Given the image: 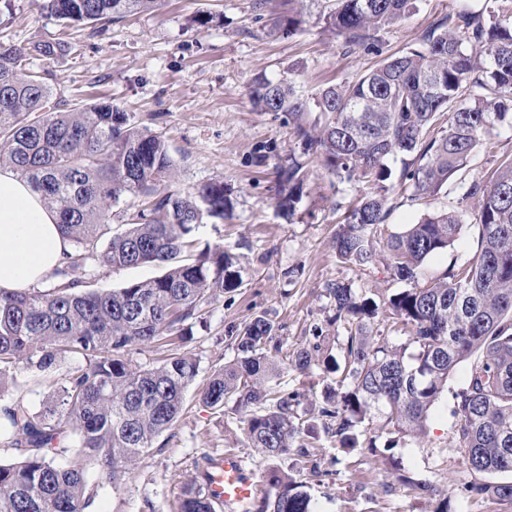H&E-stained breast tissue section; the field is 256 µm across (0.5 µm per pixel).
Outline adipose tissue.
<instances>
[{
  "label": "adipose tissue",
  "instance_id": "obj_1",
  "mask_svg": "<svg viewBox=\"0 0 512 512\" xmlns=\"http://www.w3.org/2000/svg\"><path fill=\"white\" fill-rule=\"evenodd\" d=\"M70 251L55 211L16 172L0 168V290L50 282Z\"/></svg>",
  "mask_w": 512,
  "mask_h": 512
}]
</instances>
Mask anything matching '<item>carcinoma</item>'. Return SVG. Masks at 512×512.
<instances>
[{
    "mask_svg": "<svg viewBox=\"0 0 512 512\" xmlns=\"http://www.w3.org/2000/svg\"><path fill=\"white\" fill-rule=\"evenodd\" d=\"M163 0H47L56 17L94 24L130 13L156 11ZM302 0H277L278 25L298 29ZM410 0H335L327 27L354 44L374 39L401 19ZM28 48L0 44V167H10L39 192L58 216L71 246L47 289L0 292V399L27 379L48 377L73 358L52 405L35 411L20 401L0 404L7 445L0 462V512H86L94 501L88 469L114 484L146 455L183 412L199 373L196 358L170 352L151 368L123 358L130 346L166 350L204 325L203 305L242 285L221 246L196 254L191 240L206 217L224 219L231 201L224 182L194 192L172 189L176 162L166 141L131 122L112 104L69 110L47 107L51 89L26 71ZM261 112L293 124L304 152L321 157L342 182H364L362 194L336 230V256L351 266L372 261L377 245L387 253L393 278L407 284L386 305L411 328L415 354L374 342L365 320L377 314L371 297L352 284L326 291L336 321L347 332L344 365L327 387L320 416L343 448L359 445L355 428L377 409L397 432L419 438L449 374L472 360L466 386L454 395L458 418L453 447L464 451L478 475L512 474V156L499 157L491 176L472 180L461 201L478 203L477 246L459 268L430 278L421 269L454 244L460 212L426 214L403 231L383 235L392 177L418 197L435 195L494 129L512 126V19L495 12L464 11L437 19L419 46L389 56L358 78L328 86L314 106L292 82L255 78L251 91ZM317 116L308 121L311 109ZM305 180L304 163L290 154L278 171L280 209L293 213ZM130 197L145 199L137 221L117 234L112 208ZM94 259L120 270L158 265L156 277L112 290H92L76 276ZM274 325L257 317L229 340L236 359L216 370L202 391L207 406L240 415L244 447L268 463L258 512H313L311 499L276 462L308 457L300 441L296 396L271 385L282 359ZM72 453L77 462L60 467ZM203 470L182 487L174 512H214ZM471 490L512 503V480L475 483Z\"/></svg>",
    "mask_w": 512,
    "mask_h": 512,
    "instance_id": "1",
    "label": "carcinoma"
}]
</instances>
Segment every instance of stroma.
Here are the masks:
<instances>
[{"label": "stroma", "mask_w": 512, "mask_h": 512, "mask_svg": "<svg viewBox=\"0 0 512 512\" xmlns=\"http://www.w3.org/2000/svg\"><path fill=\"white\" fill-rule=\"evenodd\" d=\"M41 2L11 0L0 42L30 48L27 68L44 76L53 101L70 107L112 103L169 143L177 189L191 191L220 180L233 202L229 216L206 221L197 237L236 256L243 285L213 298L209 332L195 334L186 345L199 362V374L188 389L185 410L116 485L98 489L89 509L171 512L203 456H222L244 440L237 416L219 413L200 399L208 376L235 357L226 338L229 329L263 316L273 322L284 352L316 345L320 356L338 358L345 331L332 320L327 285L348 281L357 293L378 300L402 287L390 274L385 253L360 267L337 258L336 227L356 191L338 183L318 157L305 156L309 175L293 215L279 209L277 167L288 153L304 156L303 146L284 118L254 108V78L290 79L302 97L314 100L322 88L356 79L383 58L418 46L427 27L442 16L484 9L486 0H413L402 19L379 31L376 53L346 45L326 30V0H304L303 22L290 37L275 31L271 17L257 10V0H165L160 10L127 16L101 30L65 24ZM59 40L69 48L55 57L32 50ZM511 154L512 127L502 125L437 195L418 199L410 188H395L387 231L427 213L457 209L468 183L487 176L494 158ZM477 238L473 217H466L459 239L427 261L425 274L460 266ZM369 325L376 340L409 355L416 352L409 329L388 308H380ZM469 369L464 362L450 375L422 438L399 435L376 410L363 423L372 447L347 453L319 431L305 469L295 475L314 512H436L443 501L448 512H512L510 502L462 492L481 480L452 445V393L465 385ZM324 378L318 366L305 373L286 369L277 385L296 395L298 410L305 413L318 406ZM391 458L429 482L431 492L421 495L393 484Z\"/></svg>", "instance_id": "35a3bbf8"}]
</instances>
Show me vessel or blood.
Here are the masks:
<instances>
[{"mask_svg": "<svg viewBox=\"0 0 512 512\" xmlns=\"http://www.w3.org/2000/svg\"><path fill=\"white\" fill-rule=\"evenodd\" d=\"M209 496L222 512H239L241 505L259 496L262 484L236 453H225L212 465Z\"/></svg>", "mask_w": 512, "mask_h": 512, "instance_id": "b4317fda", "label": "vessel or blood"}]
</instances>
